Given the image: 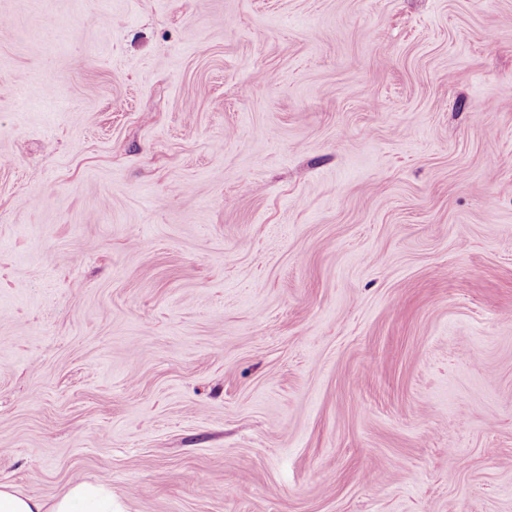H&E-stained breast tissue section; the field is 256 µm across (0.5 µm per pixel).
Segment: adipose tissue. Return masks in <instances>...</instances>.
<instances>
[{
    "label": "adipose tissue",
    "instance_id": "ef3b65f1",
    "mask_svg": "<svg viewBox=\"0 0 512 512\" xmlns=\"http://www.w3.org/2000/svg\"><path fill=\"white\" fill-rule=\"evenodd\" d=\"M0 512H112V489L101 482L78 481L48 503L0 483Z\"/></svg>",
    "mask_w": 512,
    "mask_h": 512
}]
</instances>
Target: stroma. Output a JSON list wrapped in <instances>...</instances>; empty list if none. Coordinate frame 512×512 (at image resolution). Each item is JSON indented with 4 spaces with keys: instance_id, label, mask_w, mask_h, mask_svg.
<instances>
[{
    "instance_id": "obj_1",
    "label": "stroma",
    "mask_w": 512,
    "mask_h": 512,
    "mask_svg": "<svg viewBox=\"0 0 512 512\" xmlns=\"http://www.w3.org/2000/svg\"><path fill=\"white\" fill-rule=\"evenodd\" d=\"M101 479L512 512V0H0V482Z\"/></svg>"
}]
</instances>
